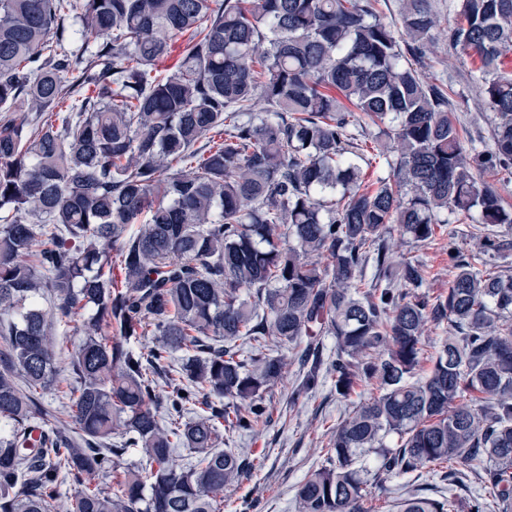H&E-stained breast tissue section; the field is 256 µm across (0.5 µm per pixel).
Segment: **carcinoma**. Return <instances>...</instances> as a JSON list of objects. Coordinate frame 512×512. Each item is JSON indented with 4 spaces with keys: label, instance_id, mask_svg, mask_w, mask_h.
Wrapping results in <instances>:
<instances>
[{
    "label": "carcinoma",
    "instance_id": "cac0c4a2",
    "mask_svg": "<svg viewBox=\"0 0 512 512\" xmlns=\"http://www.w3.org/2000/svg\"><path fill=\"white\" fill-rule=\"evenodd\" d=\"M378 5L0 0V512H51L65 483L69 512H220L248 466L224 432L271 421L265 394L284 368L271 337L298 349V394L327 377L341 399L379 390L336 427L299 512H366L369 479L442 461L489 497L409 496L397 512H512V275L450 235L448 292L430 296L424 269L394 267L385 240L396 226L428 242L449 212L483 252L508 248L486 230L512 211L473 170L512 168V0H456L446 28L496 115L481 147L452 119V87L417 72L439 23L431 0H401L397 31ZM70 14L112 38L67 50ZM19 101L34 119L12 115ZM356 112L398 152L371 187ZM46 291L60 319L91 311L70 352L73 430L34 396L58 373ZM444 322L452 334L420 377L424 327ZM148 332L157 343L135 347ZM322 336L336 340L329 359ZM130 448L139 460L124 467Z\"/></svg>",
    "mask_w": 512,
    "mask_h": 512
}]
</instances>
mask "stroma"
Segmentation results:
<instances>
[{
    "instance_id": "1",
    "label": "stroma",
    "mask_w": 512,
    "mask_h": 512,
    "mask_svg": "<svg viewBox=\"0 0 512 512\" xmlns=\"http://www.w3.org/2000/svg\"><path fill=\"white\" fill-rule=\"evenodd\" d=\"M429 56L433 61L432 74H447L453 82L456 91L453 118L457 126L466 128L473 137L490 139L495 117L468 73L467 57L449 50L448 41L442 35L431 46ZM452 240L469 252L479 251L481 247L471 225L453 223L441 225L434 240L421 244L392 232L389 249L393 262L412 260L422 264L427 272L425 289L437 295L448 290V243ZM40 305L51 316L52 330L63 350L57 356V380L39 392L38 400L51 413L63 416L67 413L64 393L72 380L68 351L82 338L81 324L56 319L51 297L42 298ZM279 353L285 368L280 383L265 396L271 412L269 425L252 434L234 433L229 437V447L239 449L255 466L239 483L225 488L224 512H298L295 498L298 485L309 470L324 465L325 450L337 424L353 409L351 402L337 398L328 382L313 393L296 396L300 372L295 350L283 347ZM484 491V485L478 481L451 482L433 473L431 467L422 466L414 472L370 485L369 502L376 505L377 512H393L397 499L410 494L430 498L449 495L463 503Z\"/></svg>"
}]
</instances>
